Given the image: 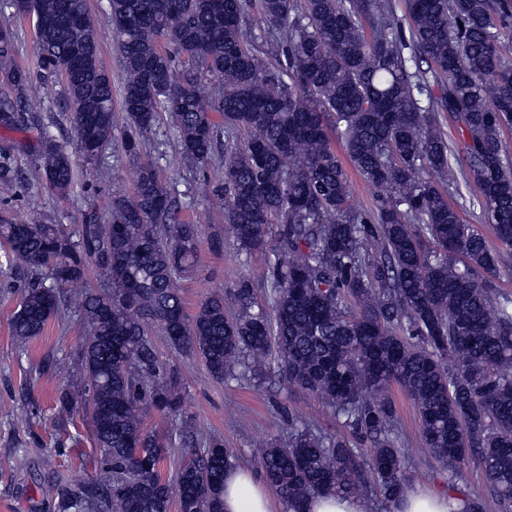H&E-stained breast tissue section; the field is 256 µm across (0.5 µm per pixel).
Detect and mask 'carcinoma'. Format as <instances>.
I'll return each instance as SVG.
<instances>
[{
    "mask_svg": "<svg viewBox=\"0 0 512 512\" xmlns=\"http://www.w3.org/2000/svg\"><path fill=\"white\" fill-rule=\"evenodd\" d=\"M285 62L248 36L250 10ZM410 38L392 0H108L123 81L126 155L136 161L130 196L110 220L91 217L73 235L57 224L0 219V244L27 273L12 336H41L60 305L88 328L56 409L81 410L98 455L95 478L39 486L57 512H224V473L238 455L217 436L189 442L176 478L163 479L169 446L142 423L147 409L180 418L174 374L152 335L197 354L217 381L265 365L271 352L288 382L324 400L370 442L291 424L285 445L253 453L287 512L332 493L383 505L402 495L408 455L391 388L413 400L422 444L448 469V512H512V297L497 289L499 251L448 201L457 172L497 241L512 249V167L502 132L512 128V0H405ZM14 14L52 20L37 29L38 68L61 79L73 123L102 147L117 123L112 76L99 61L85 0H8ZM15 33L0 28V71L23 90L31 72L14 59ZM427 104L421 105V97ZM39 106L0 103V127L37 130L24 140L49 188L68 195L76 172ZM168 114L186 167L219 162L218 206L238 248L266 245L268 305L240 280L226 313L215 295L190 315L177 287L192 275L199 229L143 145ZM458 122L453 150L430 117ZM224 152L215 154L219 133ZM374 189L355 209L332 135ZM96 270L108 287L96 291ZM484 473L488 496L455 485L466 465Z\"/></svg>",
    "mask_w": 512,
    "mask_h": 512,
    "instance_id": "obj_1",
    "label": "carcinoma"
}]
</instances>
